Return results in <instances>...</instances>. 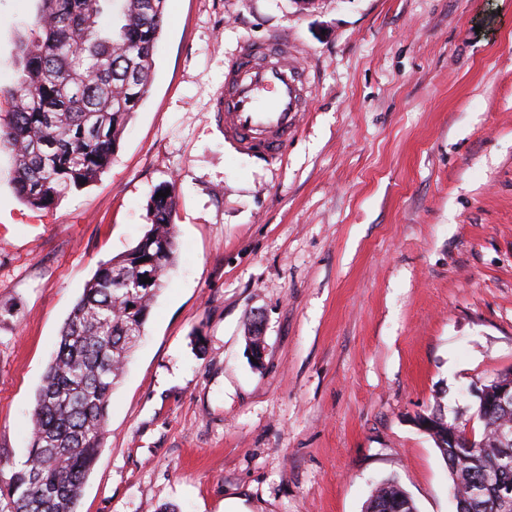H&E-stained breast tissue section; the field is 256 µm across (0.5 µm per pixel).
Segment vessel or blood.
<instances>
[{"label":"vessel or blood","mask_w":512,"mask_h":512,"mask_svg":"<svg viewBox=\"0 0 512 512\" xmlns=\"http://www.w3.org/2000/svg\"><path fill=\"white\" fill-rule=\"evenodd\" d=\"M295 46L285 37L240 47L229 65L215 110L224 137L241 152L275 159L298 129L300 82L305 76L294 62Z\"/></svg>","instance_id":"1"}]
</instances>
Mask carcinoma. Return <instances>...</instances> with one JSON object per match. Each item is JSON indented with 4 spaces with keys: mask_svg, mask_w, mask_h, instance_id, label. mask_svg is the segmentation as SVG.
Segmentation results:
<instances>
[{
    "mask_svg": "<svg viewBox=\"0 0 512 512\" xmlns=\"http://www.w3.org/2000/svg\"><path fill=\"white\" fill-rule=\"evenodd\" d=\"M166 2L42 0L31 36L18 46V78L0 90L12 115L0 126V148L14 154L13 182L25 203L48 208L109 162L152 82ZM174 206L172 193L153 200V224L135 247L99 265L67 317L35 398L26 459L0 482V512H76L102 447L112 390L175 263ZM136 270L152 283L127 284ZM510 426L512 407L480 421L475 438L487 446L479 466L440 449L453 497L497 458V430ZM399 491L382 484L367 512H385Z\"/></svg>",
    "mask_w": 512,
    "mask_h": 512,
    "instance_id": "1",
    "label": "carcinoma"
}]
</instances>
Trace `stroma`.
<instances>
[{"mask_svg":"<svg viewBox=\"0 0 512 512\" xmlns=\"http://www.w3.org/2000/svg\"><path fill=\"white\" fill-rule=\"evenodd\" d=\"M39 0H0V86ZM284 35L311 92L276 161L212 118L240 46ZM0 150V473L100 263L174 187L175 265L77 512H456L419 415L512 369V0H167L110 164L47 209ZM265 352L253 363L248 329Z\"/></svg>","mask_w":512,"mask_h":512,"instance_id":"35a3bbf8","label":"stroma"}]
</instances>
